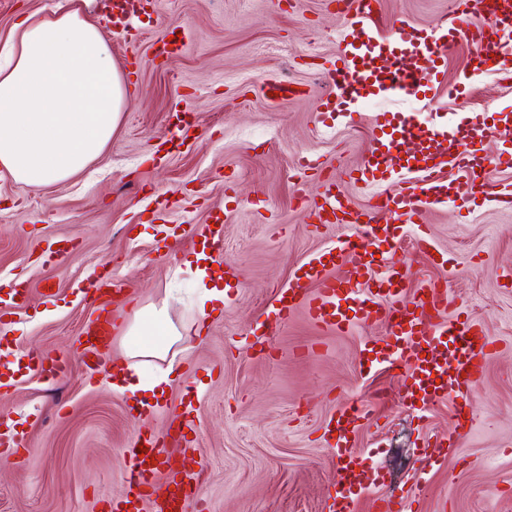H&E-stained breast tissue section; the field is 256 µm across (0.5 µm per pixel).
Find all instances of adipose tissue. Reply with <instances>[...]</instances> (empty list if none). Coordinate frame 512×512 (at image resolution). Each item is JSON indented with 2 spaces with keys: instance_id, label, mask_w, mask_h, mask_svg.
Wrapping results in <instances>:
<instances>
[{
  "instance_id": "ef3b65f1",
  "label": "adipose tissue",
  "mask_w": 512,
  "mask_h": 512,
  "mask_svg": "<svg viewBox=\"0 0 512 512\" xmlns=\"http://www.w3.org/2000/svg\"><path fill=\"white\" fill-rule=\"evenodd\" d=\"M92 0H66L56 14L30 15L8 36L0 63V169L34 190L83 171L117 130L127 98L110 47L89 18ZM172 381L117 372L114 392L151 408Z\"/></svg>"
}]
</instances>
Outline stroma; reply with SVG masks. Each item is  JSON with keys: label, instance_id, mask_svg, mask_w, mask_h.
<instances>
[{"label": "stroma", "instance_id": "35a3bbf8", "mask_svg": "<svg viewBox=\"0 0 512 512\" xmlns=\"http://www.w3.org/2000/svg\"><path fill=\"white\" fill-rule=\"evenodd\" d=\"M63 0H0V49L22 16L52 14ZM381 26L398 16L418 28L451 24L448 0H378ZM94 20L116 64L134 47L138 71L118 129L80 175L34 191L0 174V433L22 437L32 452L0 457V512H102L104 501L128 490L125 449L135 434L166 433L186 414L187 439L172 446L176 460L200 475L205 512H331L336 460L322 428L345 403H367L384 418L354 441L374 458L387 488H408L422 463V438L452 426L451 401L419 416L398 370L371 367L366 340L382 326L339 333L321 330L296 312L268 338L266 354L251 332L280 290L313 254L336 244L347 229L316 223L304 199L335 175L348 200L364 204L369 188L347 170L373 147L370 128L381 114L414 112L426 122L462 127L492 113L512 114V80L471 72L472 43L447 50L444 86L427 100L383 97L359 111H323L328 89L320 72L333 63L348 31L347 18L328 0H152L134 24L133 45ZM182 25L191 43L182 54L157 55L162 30ZM470 75L466 98L448 87ZM295 82L298 98L273 104L264 81ZM182 112L196 119L193 137L164 148ZM318 164L301 173L299 163ZM221 221L217 271L240 286L223 308L203 318L194 275L186 262L198 240L193 227ZM434 250L415 253L409 239L391 260L405 285L440 281L463 312L496 342L470 408L473 431L445 463L427 471L425 498L413 512H512V208L478 200L460 217L456 198L421 212ZM76 240L64 263L49 261L48 243ZM126 281L129 300L110 299L117 329L98 371L82 362L79 332L100 301L78 296V281L101 271ZM29 283L22 310L9 292ZM166 307L183 332L164 360L132 357L137 337L126 329L137 311ZM67 360L69 371L47 379L20 363V353ZM137 365L144 377L174 366L179 375L156 409L134 415L129 399L110 387L112 367Z\"/></svg>", "mask_w": 512, "mask_h": 512}]
</instances>
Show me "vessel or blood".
Instances as JSON below:
<instances>
[{
  "label": "vessel or blood",
  "instance_id": "1",
  "mask_svg": "<svg viewBox=\"0 0 512 512\" xmlns=\"http://www.w3.org/2000/svg\"><path fill=\"white\" fill-rule=\"evenodd\" d=\"M338 12L349 14L348 33L332 68L323 72L325 83L335 86L345 106L360 104L379 93L390 96L419 95L443 82L447 50L457 39L479 44L478 69L501 71L503 48L499 31L512 28V0H448L454 25L432 34L396 18L389 35L379 33L373 0H335ZM112 25L127 30L144 0H105ZM488 17L480 27L474 16ZM383 131L374 134L373 150L362 165L350 170L353 183L366 186L377 180L378 171L392 173V183L374 194L361 208L348 204L336 192V180L324 181L325 190L310 204L321 224L347 227L348 235L337 249L311 256L305 271L282 289L276 304L267 309L265 328L284 327L294 312L305 309L318 328L340 331L349 326L383 325L403 345L398 358L383 356L386 367H404L403 381L418 393L422 410L450 399L454 402V424L448 436L431 435L424 442L427 463H435V449L455 443L474 427L469 395L483 381L495 343L478 322L449 317L453 300L446 289L428 282L414 293L396 285L401 273L389 255L407 222L421 211L434 209L448 198L440 180V169L451 165L462 176L458 195L474 201L477 194L512 199V190H499L494 172L512 169V152L479 155L471 143L448 136L442 126L429 125L416 114L394 113ZM111 316H97L81 333L85 364L99 363L112 342ZM379 417L365 404H344L324 429L336 451V472L331 481L336 512H354L359 494L377 490V512H408L426 489L418 478L410 492L395 496L381 491L382 476L353 442L364 429L378 426ZM184 432L138 437L128 450V494L109 501L105 512H140L144 499H151L154 512H188L200 492L191 486L185 472L168 452L173 440Z\"/></svg>",
  "mask_w": 512,
  "mask_h": 512
}]
</instances>
